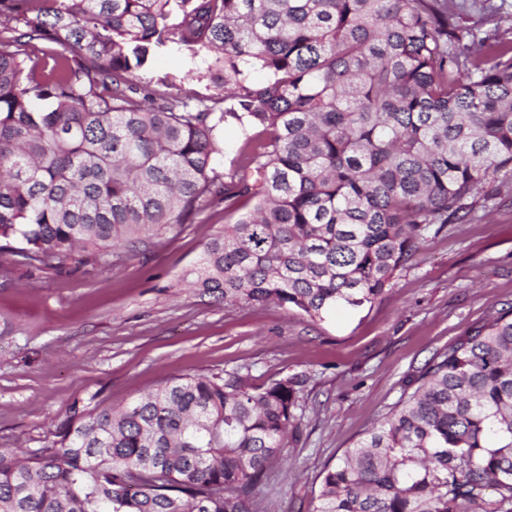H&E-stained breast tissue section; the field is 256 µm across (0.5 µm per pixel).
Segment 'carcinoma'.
Masks as SVG:
<instances>
[{
    "label": "carcinoma",
    "mask_w": 512,
    "mask_h": 512,
    "mask_svg": "<svg viewBox=\"0 0 512 512\" xmlns=\"http://www.w3.org/2000/svg\"><path fill=\"white\" fill-rule=\"evenodd\" d=\"M0 21V256L28 266L107 267L240 196L193 285L316 321L372 305L479 191L512 192V40L443 0H0ZM166 53L239 110L130 96ZM230 119L270 137L227 184ZM305 382L236 368L75 404L54 459L0 448V512H258ZM321 484L312 512H512V312L435 353Z\"/></svg>",
    "instance_id": "1"
}]
</instances>
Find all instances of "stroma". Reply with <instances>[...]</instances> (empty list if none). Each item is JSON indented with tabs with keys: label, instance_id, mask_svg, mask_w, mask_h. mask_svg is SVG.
Segmentation results:
<instances>
[{
	"label": "stroma",
	"instance_id": "obj_1",
	"mask_svg": "<svg viewBox=\"0 0 512 512\" xmlns=\"http://www.w3.org/2000/svg\"><path fill=\"white\" fill-rule=\"evenodd\" d=\"M178 54L138 74L144 91L224 99L185 77ZM202 206L103 268L0 267V448H52L73 404L125 405L180 375L242 368L253 386L303 374L300 437L267 471L262 512H308L322 472L390 411L406 378L491 315L512 308V195L466 224L429 233L410 268L371 307L322 321L275 304H225L192 284L204 247L249 211Z\"/></svg>",
	"mask_w": 512,
	"mask_h": 512
}]
</instances>
